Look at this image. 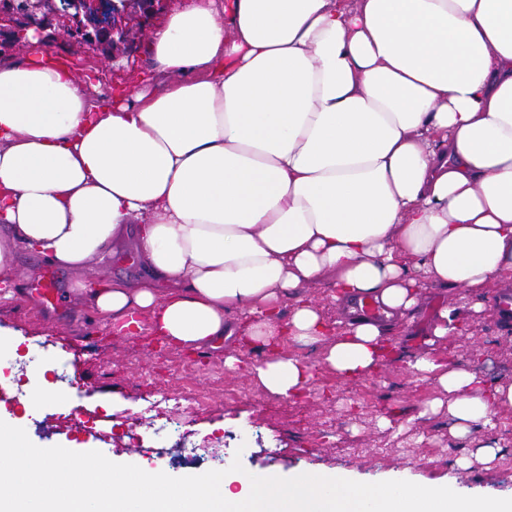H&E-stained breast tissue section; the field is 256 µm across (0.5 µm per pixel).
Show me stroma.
Returning a JSON list of instances; mask_svg holds the SVG:
<instances>
[{
    "instance_id": "obj_1",
    "label": "stroma",
    "mask_w": 512,
    "mask_h": 512,
    "mask_svg": "<svg viewBox=\"0 0 512 512\" xmlns=\"http://www.w3.org/2000/svg\"><path fill=\"white\" fill-rule=\"evenodd\" d=\"M93 94H112L116 85L135 92L151 80L156 63L140 47L135 66L115 70L107 55L71 43L55 50ZM45 263L19 253L15 269L25 295L0 296V339L18 355L11 372L0 376V420L24 428L36 446L60 445L76 452L97 450L117 462L145 464L181 477L240 461L247 473L336 474L360 482L408 480L420 485L455 480L467 493L512 496V408L502 409L492 429L475 427L465 439L451 432L447 410L423 415L439 395L436 385L409 370L417 356L431 353L442 361L480 374L487 386L512 383V327L491 317L496 289L480 300L482 314L466 315L462 333L429 341L441 307L456 302L453 292L426 284L418 309L393 337L382 370L351 381L323 364L324 344L287 343L286 355L311 366L308 390L294 398L269 395L249 373L231 371L224 356L155 350L147 336H117L111 327L74 300L77 273L60 271V300L43 303L34 286ZM48 352L65 363L73 378L63 390L29 405L24 395L55 379L39 359ZM206 394L202 410L187 418L169 445L155 447L142 409L158 388ZM220 437L222 460L193 454L191 444ZM495 447L497 456L482 462L479 446Z\"/></svg>"
}]
</instances>
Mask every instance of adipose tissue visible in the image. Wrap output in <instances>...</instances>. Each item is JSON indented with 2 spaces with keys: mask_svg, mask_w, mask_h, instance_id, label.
Segmentation results:
<instances>
[{
  "mask_svg": "<svg viewBox=\"0 0 512 512\" xmlns=\"http://www.w3.org/2000/svg\"><path fill=\"white\" fill-rule=\"evenodd\" d=\"M148 45L166 84L130 104L34 37L0 64L1 278L25 249L78 273L115 334L261 343L251 376L286 398L312 374L283 337L327 341L355 380L418 308L417 275L512 285V0H196ZM129 249L145 276H99ZM323 280L342 327L306 294ZM410 368L456 437L512 407V384L429 354Z\"/></svg>",
  "mask_w": 512,
  "mask_h": 512,
  "instance_id": "ef3b65f1",
  "label": "adipose tissue"
}]
</instances>
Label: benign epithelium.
Returning a JSON list of instances; mask_svg holds the SVG:
<instances>
[{
	"label": "benign epithelium",
	"mask_w": 512,
	"mask_h": 512,
	"mask_svg": "<svg viewBox=\"0 0 512 512\" xmlns=\"http://www.w3.org/2000/svg\"><path fill=\"white\" fill-rule=\"evenodd\" d=\"M137 5L139 16L147 19L156 11L160 0H112V22L95 30V33H80L71 28L80 12H94L89 7L93 0H68L65 9L58 8L56 0H0V52L19 45L29 31H34L39 42L52 48L63 42L60 31L69 37L80 34L78 43L97 49L123 46L125 57L136 50L135 37L130 29L122 24L129 2Z\"/></svg>",
	"instance_id": "7a95c632"
}]
</instances>
